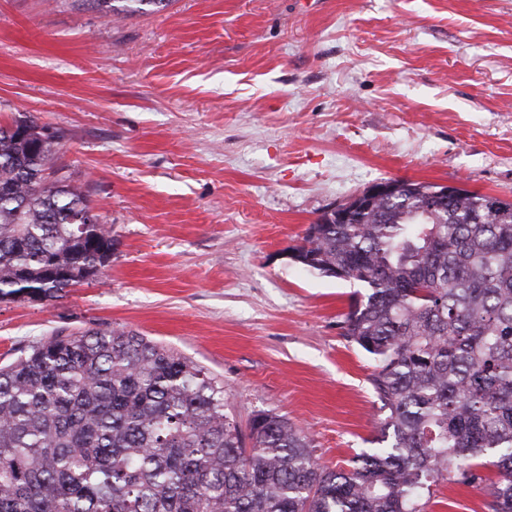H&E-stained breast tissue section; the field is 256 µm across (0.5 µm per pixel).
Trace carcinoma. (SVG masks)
Wrapping results in <instances>:
<instances>
[{
    "instance_id": "carcinoma-1",
    "label": "carcinoma",
    "mask_w": 512,
    "mask_h": 512,
    "mask_svg": "<svg viewBox=\"0 0 512 512\" xmlns=\"http://www.w3.org/2000/svg\"><path fill=\"white\" fill-rule=\"evenodd\" d=\"M113 16L170 0H88ZM0 126V301L96 277L112 231L53 160L61 135ZM400 181L297 262L367 289L343 335L375 361L378 447L321 467L288 418L224 413V382L124 328L51 336L0 367V512H424L443 481L512 512V201ZM499 455L490 478L478 459Z\"/></svg>"
}]
</instances>
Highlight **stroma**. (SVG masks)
Here are the masks:
<instances>
[{"label":"stroma","instance_id":"obj_1","mask_svg":"<svg viewBox=\"0 0 512 512\" xmlns=\"http://www.w3.org/2000/svg\"><path fill=\"white\" fill-rule=\"evenodd\" d=\"M61 131L57 164L112 259L49 302H0V365L59 331L125 328L223 380L225 413L288 418L323 466L370 450L360 287L294 262L325 212L386 179L512 199V0H0V124ZM443 483L426 512H487ZM105 11L106 15L120 16L143 10V6H152L156 10L165 8L170 0H86Z\"/></svg>","mask_w":512,"mask_h":512}]
</instances>
